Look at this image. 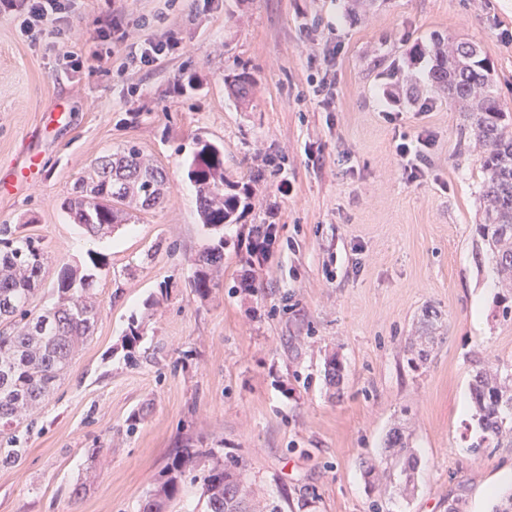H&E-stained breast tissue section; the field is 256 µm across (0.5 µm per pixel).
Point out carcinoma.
Here are the masks:
<instances>
[{
  "label": "carcinoma",
  "mask_w": 512,
  "mask_h": 512,
  "mask_svg": "<svg viewBox=\"0 0 512 512\" xmlns=\"http://www.w3.org/2000/svg\"><path fill=\"white\" fill-rule=\"evenodd\" d=\"M433 57L434 87L448 93V102L464 113L468 138L482 151L486 208L480 233L497 275L512 286V131L506 123L507 112L482 53L467 50L465 41H437ZM229 88L236 99H248L249 74L235 75ZM189 176L198 187L202 223L211 229L233 223L239 209L252 206V190L227 180L224 153L209 141H198ZM166 184V174L129 146L95 161L83 179L81 192L95 194L100 203L86 210L76 197L67 209L74 223L87 232L102 233L124 221L125 206L158 205ZM223 245L220 240L195 259L192 287L201 296L211 289L207 267L223 260ZM46 261L40 240L17 234L13 224H0V435L19 425L54 390L77 344L90 335L100 315L92 293L94 274L80 275L66 266L56 280V304L42 312L30 309ZM471 395L481 430L474 449L512 447L509 366L495 363L478 371ZM389 447L403 453L399 474L410 485L415 460L400 431H393ZM187 473L201 484L206 512H253L252 480L246 466L236 459H220L213 448L184 449L167 468V479L146 497L141 512H165Z\"/></svg>",
  "instance_id": "obj_1"
}]
</instances>
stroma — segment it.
Returning <instances> with one entry per match:
<instances>
[{"label": "stroma", "mask_w": 512, "mask_h": 512, "mask_svg": "<svg viewBox=\"0 0 512 512\" xmlns=\"http://www.w3.org/2000/svg\"><path fill=\"white\" fill-rule=\"evenodd\" d=\"M63 3L56 35L26 29L24 9L0 11V178L29 156L41 169L0 197V224L48 253L36 310L54 305L63 264L101 259V316L19 429L21 458L0 465V512H140L188 445L242 461L282 512H478L512 447L473 449L479 430L459 404L477 371L512 363V319L479 232L481 155L431 88L429 51L438 38L479 46L512 113V0ZM149 39L175 47L133 60ZM241 72L246 103L224 84ZM323 76L328 108L313 93ZM423 130L435 144L410 182L396 144ZM200 138L254 191L219 234L201 224L188 175ZM128 145L164 171L167 192L90 235L63 204L96 158ZM257 224L276 234L260 262ZM219 241L203 297L194 260ZM428 312L436 344L415 367L406 346ZM396 427L418 460L411 494L365 483L374 460L398 474Z\"/></svg>", "instance_id": "stroma-1"}]
</instances>
